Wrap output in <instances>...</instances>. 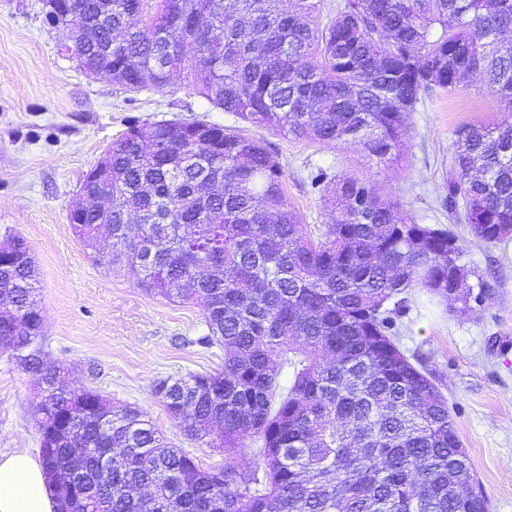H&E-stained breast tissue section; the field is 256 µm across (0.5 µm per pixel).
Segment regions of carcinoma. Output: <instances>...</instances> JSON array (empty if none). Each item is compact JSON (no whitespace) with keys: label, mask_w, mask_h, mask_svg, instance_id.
Instances as JSON below:
<instances>
[{"label":"carcinoma","mask_w":512,"mask_h":512,"mask_svg":"<svg viewBox=\"0 0 512 512\" xmlns=\"http://www.w3.org/2000/svg\"><path fill=\"white\" fill-rule=\"evenodd\" d=\"M86 70L129 92L178 74L217 109L320 145L361 144L396 163L424 99L479 90L512 112V0H71ZM105 204L70 213L109 270L172 302L199 300L224 369L160 378L152 393L196 440L224 449L205 469L136 407L113 408L41 373L38 424L55 512H490L448 398L399 346L397 312L424 288L463 316L487 299L451 228L418 224L377 186L310 171L334 207L320 236L288 205L268 144L218 124H134L106 153ZM444 204L471 235L512 238V120L455 131ZM0 251V341L38 368L37 271L24 238ZM292 369L280 386L282 366ZM259 462L238 464L247 439ZM112 453V474L100 458Z\"/></svg>","instance_id":"cac0c4a2"}]
</instances>
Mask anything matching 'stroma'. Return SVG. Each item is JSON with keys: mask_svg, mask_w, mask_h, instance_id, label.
Instances as JSON below:
<instances>
[{"mask_svg": "<svg viewBox=\"0 0 512 512\" xmlns=\"http://www.w3.org/2000/svg\"><path fill=\"white\" fill-rule=\"evenodd\" d=\"M69 44L68 31L48 22L43 0H0V243L23 237L37 264L43 362L64 368L76 388L98 391L114 407H139L202 467L223 465V452L188 438L152 394L156 379L223 368V347L200 342L207 333L201 303L171 302L110 273L74 237L69 214L87 173L132 124L234 119L179 79L163 91L133 93L88 76ZM504 118L494 97L470 89L424 101L409 118L398 167L358 144L334 148L249 124L244 130L276 152L288 202L311 229L331 221L330 207L306 179L315 167L370 179L417 223L446 225L442 175L455 129ZM456 231L465 263L490 298L460 317L425 289H413L401 318L402 345L423 359L447 395L491 512H512V239L487 245L467 225ZM39 392L38 373L0 352V456L39 455Z\"/></svg>", "mask_w": 512, "mask_h": 512, "instance_id": "obj_1", "label": "stroma"}]
</instances>
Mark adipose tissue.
<instances>
[{"label": "adipose tissue", "mask_w": 512, "mask_h": 512, "mask_svg": "<svg viewBox=\"0 0 512 512\" xmlns=\"http://www.w3.org/2000/svg\"><path fill=\"white\" fill-rule=\"evenodd\" d=\"M0 512H53L43 468L26 451L0 457Z\"/></svg>", "instance_id": "obj_1"}]
</instances>
